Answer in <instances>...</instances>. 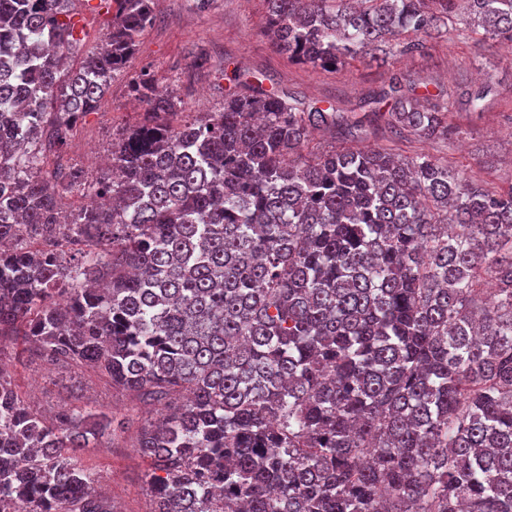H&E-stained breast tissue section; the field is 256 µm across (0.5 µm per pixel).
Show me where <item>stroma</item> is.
Returning a JSON list of instances; mask_svg holds the SVG:
<instances>
[{
  "mask_svg": "<svg viewBox=\"0 0 512 512\" xmlns=\"http://www.w3.org/2000/svg\"><path fill=\"white\" fill-rule=\"evenodd\" d=\"M156 21L148 28L124 74L115 77L97 110L87 115L62 151L64 164L97 170L85 147L106 155L125 126L138 119L129 79L147 69L159 86L183 101L187 112L221 107L230 87L225 67L241 66L262 78L270 90H284L311 101L329 99L341 109L365 111L370 95L428 86L431 92L452 94L458 103L448 115L450 134L439 141L413 136L396 139L399 153H424L446 160L450 167L490 191L512 183V47H489L479 34L457 24L445 37L428 42L423 52L389 59L377 65L355 61L334 72L316 70L288 60L263 31L262 0H153ZM210 57L207 68L190 63L198 52ZM484 91L475 106L461 104L463 94ZM14 383L26 391L32 405L49 412L68 402L91 403L116 418L132 417L133 425L95 448L82 452L84 463L99 476L116 512H149L144 473L146 462L134 442L138 425L153 420L126 392L112 389L105 379L85 368H48L36 361L15 363L11 350L0 353Z\"/></svg>",
  "mask_w": 512,
  "mask_h": 512,
  "instance_id": "obj_1",
  "label": "stroma"
}]
</instances>
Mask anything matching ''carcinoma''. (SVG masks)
Here are the masks:
<instances>
[{
  "instance_id": "carcinoma-1",
  "label": "carcinoma",
  "mask_w": 512,
  "mask_h": 512,
  "mask_svg": "<svg viewBox=\"0 0 512 512\" xmlns=\"http://www.w3.org/2000/svg\"><path fill=\"white\" fill-rule=\"evenodd\" d=\"M73 2L0 0V353L166 410L134 445L150 512H512V186L386 145L300 154L325 128L446 139L454 101L356 116L236 68L220 109L176 123L144 69L109 167L48 171L155 22L113 0L75 63ZM264 3L277 51L324 71L458 20L512 46V0ZM113 423L46 418L0 367V512H112L80 450ZM103 17H106V19H102ZM111 20L112 14L109 13L102 17L96 16L95 18L94 16L87 22V38L85 39L83 44L74 48L73 55L75 59H79L80 57H82L89 46L96 44L97 40H99V36L102 33V29L104 28V24L107 21Z\"/></svg>"
}]
</instances>
